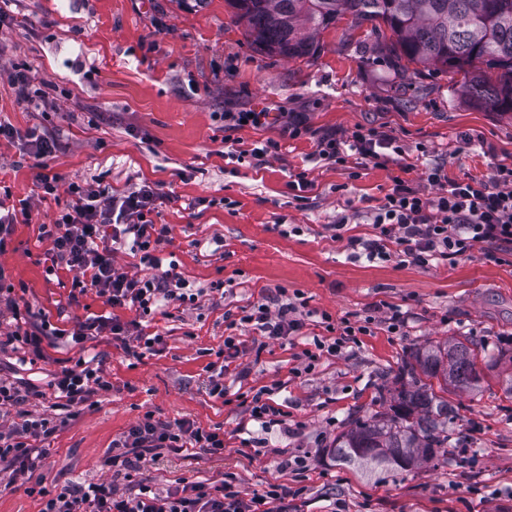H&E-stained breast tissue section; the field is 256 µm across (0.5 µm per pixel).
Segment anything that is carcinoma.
Returning a JSON list of instances; mask_svg holds the SVG:
<instances>
[{"label": "carcinoma", "instance_id": "carcinoma-1", "mask_svg": "<svg viewBox=\"0 0 512 512\" xmlns=\"http://www.w3.org/2000/svg\"><path fill=\"white\" fill-rule=\"evenodd\" d=\"M246 22L258 52L288 59L312 57L320 31L349 16L371 24L372 50L395 66L405 60L462 75L471 101L490 112H512V0H228ZM394 40H383V28ZM481 379L478 344L452 338L410 353L380 401L383 412L354 416L336 436L330 455L366 474L413 471L457 456L451 439L459 414L448 387L470 392Z\"/></svg>", "mask_w": 512, "mask_h": 512}]
</instances>
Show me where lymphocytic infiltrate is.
<instances>
[{
  "mask_svg": "<svg viewBox=\"0 0 512 512\" xmlns=\"http://www.w3.org/2000/svg\"><path fill=\"white\" fill-rule=\"evenodd\" d=\"M316 155L342 167L356 156L381 168L393 163L401 170L393 177V186L373 218L376 238L348 240V248L367 260L397 257L424 265L433 259L465 256L477 248L489 254L512 249L511 163L496 164L485 180L451 181L440 167L424 168L422 180L437 189L436 195L429 197L404 180V173L411 171L412 165L403 148L385 132L359 126L350 135L320 140ZM68 193L71 200L61 214L52 223L38 227L40 240L50 244L48 254L53 266L74 271L73 285L80 291L95 290L108 306L135 310L137 317L129 322L114 316L89 317L66 330L51 327L46 320L31 322L9 298L5 304L14 328L6 334V345H19L36 360L45 359V346L57 345L67 337L81 344L108 336L121 341L129 353L139 347L151 350L163 345V336L143 334L141 318L155 314L169 302H191L195 296L186 292L184 280L174 268L164 267L157 254L170 228L148 219L156 192L144 186L115 198L89 182L74 181ZM122 249L138 256L145 274L115 267L112 256ZM306 306L303 297L283 304L275 312L267 304L257 303L239 318L238 325L258 330L268 339L292 343L305 325ZM373 322L370 316L354 321L342 318L333 340L317 338L312 347L303 349L305 370L314 369L324 355L357 343L359 336L370 333ZM111 389L102 366L82 358L74 366L55 372L44 387L0 380V406L18 409L11 422L0 423V467L9 473L8 481H0V492L13 489L18 479L33 474L49 453L45 441L58 429L56 417L26 410V403L51 396L63 401L65 407L78 410L90 405L97 393ZM118 445L119 453L107 457L104 465L120 474L136 467L127 449L197 448L220 456L224 453V435L219 429H206L189 419L164 422L148 411ZM288 494L283 485L272 483L264 493L247 498L231 484L213 486L203 481L186 482L162 492L142 485L137 491L124 493L113 481L100 480L62 487L44 499L41 512H288Z\"/></svg>",
  "mask_w": 512,
  "mask_h": 512,
  "instance_id": "f902f5d3",
  "label": "lymphocytic infiltrate"
}]
</instances>
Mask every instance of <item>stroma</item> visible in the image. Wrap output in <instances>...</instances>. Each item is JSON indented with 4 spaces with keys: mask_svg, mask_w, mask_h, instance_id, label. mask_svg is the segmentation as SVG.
Wrapping results in <instances>:
<instances>
[{
    "mask_svg": "<svg viewBox=\"0 0 512 512\" xmlns=\"http://www.w3.org/2000/svg\"><path fill=\"white\" fill-rule=\"evenodd\" d=\"M10 11L13 23L0 26V61L25 65L42 94L33 112L0 80V119L16 131L0 141V187L13 200L34 202L32 223L15 225L0 251L18 304L65 329L113 311L94 291L75 293L72 272L50 270V245L38 237L77 179L116 196L145 185L164 193L150 214L171 229L159 255L199 291L194 303L171 302L143 323L144 333L165 341L137 359L107 336L81 349L47 348L33 371L0 352V377L14 382H47L84 354L97 357L112 382L47 440L32 482L53 492L108 478L123 490L229 481L246 497L278 483L290 492L288 512H512V252L489 258L477 249L424 266L349 259L348 237L373 235L372 217L399 169L367 162L353 177L315 157L320 139L363 126L393 136L409 156L425 148L423 163L449 179H485L497 163H512V112L470 105L448 74L415 64L394 71L363 51L369 26L354 30L346 19L319 35L314 57L288 60L257 52L227 0L192 11L178 0H13ZM228 112L265 118L228 129ZM34 128L60 145L45 160L59 179L53 197L37 196L25 152ZM265 140L279 150L260 162L249 151ZM301 172L314 184L304 201L288 186ZM294 291L308 299L305 338H327L325 313L336 321L375 315L371 334L306 372L300 346L239 331V355L224 374L228 393L210 396L229 320L259 301L278 309ZM386 306L405 313L401 332L388 331ZM113 312L124 321L135 316ZM463 336L498 359L477 390L448 394L460 414L466 464L436 460L367 477L329 455L352 416L381 410L380 389L391 386L414 347ZM265 386L274 387L284 415L283 429L269 433L245 405ZM148 411L221 427L223 456L157 449L143 454L131 479L113 476L105 458Z\"/></svg>",
    "mask_w": 512,
    "mask_h": 512,
    "instance_id": "stroma-1",
    "label": "stroma"
}]
</instances>
